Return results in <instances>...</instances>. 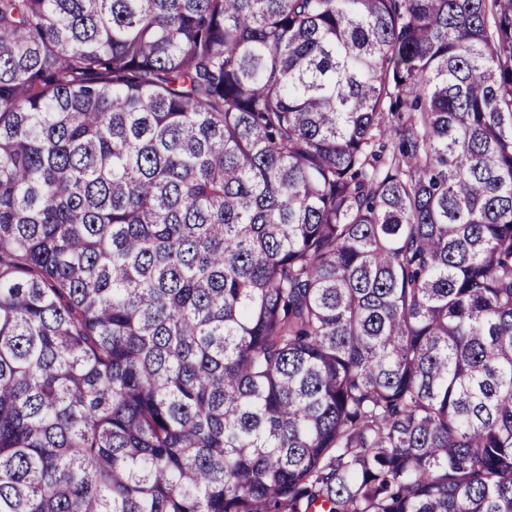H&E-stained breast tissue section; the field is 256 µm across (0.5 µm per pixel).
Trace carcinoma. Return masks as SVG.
Masks as SVG:
<instances>
[{"label":"carcinoma","instance_id":"1","mask_svg":"<svg viewBox=\"0 0 512 512\" xmlns=\"http://www.w3.org/2000/svg\"><path fill=\"white\" fill-rule=\"evenodd\" d=\"M0 512H512V0H0Z\"/></svg>","mask_w":512,"mask_h":512}]
</instances>
